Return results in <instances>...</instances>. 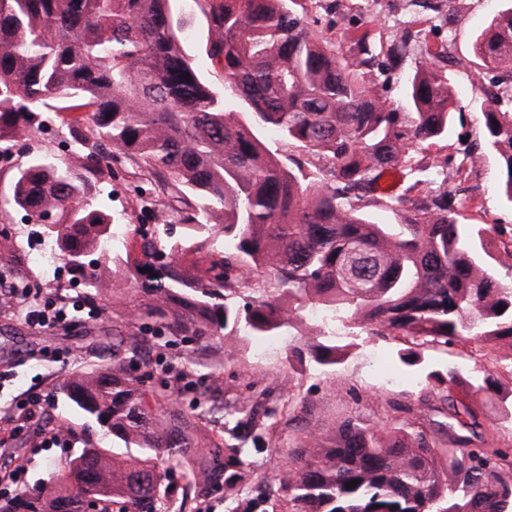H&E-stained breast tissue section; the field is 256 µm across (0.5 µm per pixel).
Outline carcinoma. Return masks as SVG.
Listing matches in <instances>:
<instances>
[{
  "mask_svg": "<svg viewBox=\"0 0 512 512\" xmlns=\"http://www.w3.org/2000/svg\"><path fill=\"white\" fill-rule=\"evenodd\" d=\"M173 2L0 0V147L38 130L46 108L64 113L75 142L85 143L90 128L112 146L110 154L91 148L80 173L59 158L29 156L0 194V211L52 213L43 234L72 279L121 318L126 302L109 284L122 267L135 312L174 335L286 337L288 358L300 360L291 329L306 321L311 359L331 374L373 336L394 341L411 367L427 346L481 344L473 366L426 374L449 408L448 443L407 418L350 416L330 436L298 439L250 506L512 512V455L479 437L476 410L456 396L469 392L512 417V388L484 364L496 346L512 347V281L500 278L503 261L488 250L497 227L460 223L447 191L420 204L378 198L395 224L375 222L361 205L389 169L437 168L413 165L410 152L445 138L454 119L441 53L428 52L408 79L414 111L395 112L371 74L368 32L354 39L362 58L353 65L312 33L295 0H193L206 3L219 90L184 56ZM473 54L480 68L506 73L489 90L484 142L512 204V8L475 35ZM230 100L246 111L228 108ZM263 126L287 154L265 145ZM123 159L154 177L157 197L170 187L185 196L181 236L140 231L134 254L121 244L124 225L99 196ZM338 322L346 335L336 334ZM105 340L111 357L65 377L61 391L139 456L89 443L6 512H81L92 489L93 512H160L177 469L228 497L251 482L247 437L215 440L201 434L197 415L153 407L164 392L149 402L143 377L132 374L141 344L118 326Z\"/></svg>",
  "mask_w": 512,
  "mask_h": 512,
  "instance_id": "carcinoma-1",
  "label": "carcinoma"
}]
</instances>
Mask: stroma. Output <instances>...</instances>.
I'll return each mask as SVG.
<instances>
[{
    "mask_svg": "<svg viewBox=\"0 0 512 512\" xmlns=\"http://www.w3.org/2000/svg\"><path fill=\"white\" fill-rule=\"evenodd\" d=\"M512 7V0H467L465 14H452L443 0H297L296 11L310 22L315 34L335 44L345 61L360 57L349 34L368 25L377 64L373 75L383 87V95L398 112L410 111L406 96L407 79L422 62L426 45L440 47L455 101V120L443 140L431 146L427 156L437 160L439 173L420 184L413 194L422 197L435 191H450L456 197L458 219L464 224L503 227V234L490 238L495 253H502L512 241V205L503 201L499 189L497 159L483 141V113L491 104L488 79H475L472 40L492 16ZM177 17L187 33L183 52L202 76L214 86H222L220 67L206 54L210 29L205 14L193 0H179ZM407 46L402 61L387 66L385 54L399 40ZM478 153L479 160L466 171L457 165L464 151ZM41 152L81 165L82 157L72 146L64 127L40 131L17 139L14 163L0 164V191L11 182L18 162L27 153ZM148 176L138 170L119 168L102 203L106 210L123 218L128 234L141 225L168 227L178 235L182 227L168 210L155 204ZM38 226L24 211L14 210L0 232V277H9L30 289L39 299L79 300L87 292L70 279L67 267L55 274L45 273L29 256V247L39 244ZM70 341L75 355L50 358L59 340L50 334L28 329L13 315L0 313V429L9 428L10 404L31 395L44 401L45 415L19 434L0 444V465L22 470L21 488L47 479L49 465H62L78 454L86 443L108 448L112 437L99 427H87L83 416L62 397L59 385L68 373L98 362L101 351L96 337L111 333L107 317L89 319L86 312L75 315ZM129 333L142 340L144 361L138 372L147 373V390L172 386L181 377L180 404L197 410L203 429L224 430L221 406L234 399L249 401L259 412L271 415L278 427L276 437L261 433L250 460L258 478L272 476L283 466L297 438L308 430H328L344 418L364 414L383 418L394 407L410 406L414 420L433 436H440L448 408L439 398L426 394V384L418 368L400 363L392 341L376 340L356 349L335 374L311 369L298 374L288 369V344L270 341L265 345L246 337L198 341L191 336H170L136 317H129ZM302 406L296 417L284 415L287 401ZM69 429L62 443H47L57 424ZM186 481L174 477L162 507L164 512H229L223 492L198 498L185 490Z\"/></svg>",
    "mask_w": 512,
    "mask_h": 512,
    "instance_id": "35a3bbf8",
    "label": "stroma"
}]
</instances>
